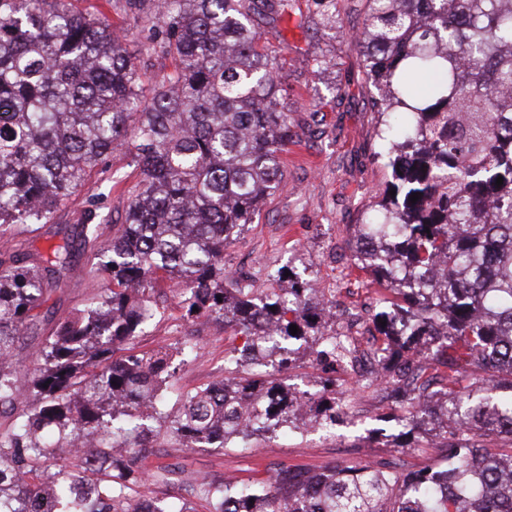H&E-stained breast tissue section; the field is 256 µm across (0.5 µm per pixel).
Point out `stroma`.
Returning a JSON list of instances; mask_svg holds the SVG:
<instances>
[{"instance_id": "obj_1", "label": "stroma", "mask_w": 512, "mask_h": 512, "mask_svg": "<svg viewBox=\"0 0 512 512\" xmlns=\"http://www.w3.org/2000/svg\"><path fill=\"white\" fill-rule=\"evenodd\" d=\"M78 9L99 8L124 28V48L142 58L146 29L142 20L127 13L125 0H75ZM339 19L323 22L313 0H294L288 15L259 19L264 40L275 46L284 63L285 92L281 106L291 116V139L282 155L283 176L267 198L253 224L224 251V267L235 275L257 276L292 268L300 279L322 285L332 303L367 296L384 299L386 291L353 262V231L365 221L375 191L391 178L379 154L383 117L373 106L375 89L366 76L365 57L350 41L365 19L366 0H337ZM330 67L320 68L321 59ZM122 178L110 193L100 186L105 172ZM141 178L124 155L108 158L60 212L56 224H33L19 241L35 257L48 258L62 238L57 224L72 223L93 199H101L114 223H122L128 208L127 190ZM350 260L345 270L336 267L337 256ZM109 275L99 268L93 251H85L45 296L40 314L84 308L89 299L110 287ZM158 312L135 343V351L166 347L185 339L196 342L197 353L178 367L169 398L224 379V355L242 346L237 328L216 318L188 319L171 289H156ZM336 379L344 391L340 372L326 369L313 355L302 351L280 380L290 387L318 391L326 378ZM350 417L335 426L334 435L302 429L287 430L270 438L258 437L247 445L226 448H181L155 438L148 450L153 461L176 464L192 475L234 477L247 483L267 478L271 469L301 465L322 473L334 466L376 461H400L404 471L442 463L446 451L435 437L422 439L415 448L400 447L395 437L400 408L379 403L367 388L350 398Z\"/></svg>"}]
</instances>
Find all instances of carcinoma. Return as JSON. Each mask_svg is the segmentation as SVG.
Here are the masks:
<instances>
[{
    "label": "carcinoma",
    "mask_w": 512,
    "mask_h": 512,
    "mask_svg": "<svg viewBox=\"0 0 512 512\" xmlns=\"http://www.w3.org/2000/svg\"><path fill=\"white\" fill-rule=\"evenodd\" d=\"M289 2L127 0L131 14L149 17L148 50L169 62L146 92V67L126 54L104 11L78 10L72 0H0V105L11 108L10 122L0 124V233L55 223L88 173L128 144L142 172L128 189L125 223H112L100 206L82 211L61 228L63 243L43 265L15 245L0 248V410L16 414L0 430V504L13 512H135L144 490L183 486V468L145 464L154 424L185 448L212 443L221 428L225 447L306 421L334 426L343 414L335 381L313 398L272 374L182 393L172 411L165 391L175 359L194 347L114 358L143 332L162 282L176 289L188 319L222 317L257 337V319L274 325L281 347L263 359L279 370L326 321L311 286L292 271L272 278L284 290L224 271V248L275 191L290 140L280 68L252 25ZM366 2L351 41L365 49L377 111L392 117L381 134L391 180L375 213L354 229L355 257L394 298L374 324L379 377L405 386L409 416L396 438L409 448L436 431L446 464L407 474L416 483L414 509L403 479L378 461L319 474L320 493L310 500L304 468L281 466L257 484L197 479L188 492L208 512H512V452L482 445L497 438L512 449V245L494 254V276L484 277L485 242H512V96L489 82L512 87V0H429L425 17L415 0L399 11ZM419 74L430 79L423 95L411 83ZM489 196L499 203L494 210L485 206ZM363 237L379 250H364ZM95 247L112 287L53 318L21 382L20 337L38 334L44 294ZM438 263L448 264L445 282L431 277ZM430 344L417 373L403 377V357ZM337 349L336 337L323 336L316 358L334 360ZM434 379L456 411L485 406L500 419L441 424L424 408ZM252 399L264 414L238 413ZM93 443L112 455V470L86 466L83 448ZM54 448L65 455L57 468ZM155 512L196 509L162 497Z\"/></svg>",
    "instance_id": "obj_1"
}]
</instances>
